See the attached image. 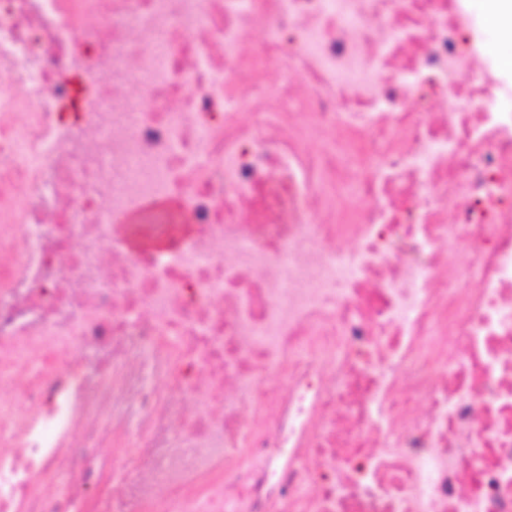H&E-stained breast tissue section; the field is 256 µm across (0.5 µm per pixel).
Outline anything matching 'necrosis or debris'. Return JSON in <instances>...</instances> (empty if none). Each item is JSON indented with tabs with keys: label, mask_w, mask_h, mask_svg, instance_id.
I'll return each mask as SVG.
<instances>
[{
	"label": "necrosis or debris",
	"mask_w": 512,
	"mask_h": 512,
	"mask_svg": "<svg viewBox=\"0 0 512 512\" xmlns=\"http://www.w3.org/2000/svg\"><path fill=\"white\" fill-rule=\"evenodd\" d=\"M0 512H512L473 0H0Z\"/></svg>",
	"instance_id": "4bbe7bcc"
}]
</instances>
